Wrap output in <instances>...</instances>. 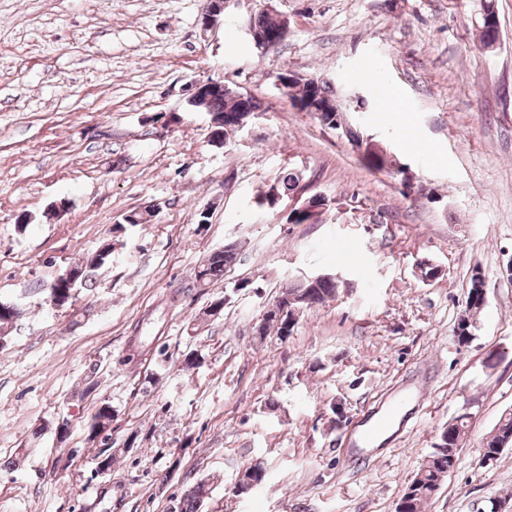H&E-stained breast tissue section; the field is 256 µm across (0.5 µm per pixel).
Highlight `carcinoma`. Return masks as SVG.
<instances>
[{
  "label": "carcinoma",
  "mask_w": 512,
  "mask_h": 512,
  "mask_svg": "<svg viewBox=\"0 0 512 512\" xmlns=\"http://www.w3.org/2000/svg\"><path fill=\"white\" fill-rule=\"evenodd\" d=\"M483 33L482 45L492 46L497 39L498 22L495 11L486 7L480 18ZM284 26V20L270 14H260L253 21L256 31L269 36L278 34ZM288 96L292 100L305 103L310 114L316 116L319 122L329 129L342 128L339 115V106L333 91L327 87L319 91L315 89L308 79H300L290 85ZM189 107L195 111L205 112L209 116L208 141L214 145L224 144L230 134L239 130V124L247 123L258 112L266 111L264 104L249 96L244 100L235 97L230 91L224 89L223 82L211 86L209 91L199 99L187 100ZM345 136L355 148L361 163L371 172L391 171V152L388 148L379 147L363 142L362 138L352 130H346ZM303 173L290 169L281 173L272 187L276 189L278 200L291 198L305 189L302 185ZM152 215L149 209L132 211L124 218V222L112 225V232L124 230V225L141 226L146 228L151 224ZM112 256V237L108 236L100 242L96 250L88 255L81 264L71 268L74 274L73 283H61V277L53 279L45 288L48 297L57 301L63 307L73 298L77 288L93 287V272L109 265ZM238 257V248L235 244H227L221 249L210 253L208 257L195 269L194 279L201 288H208L224 279V271L235 263ZM347 286V283L334 278H321L315 281L298 280L281 290L276 298L277 311L265 316L254 326V334L259 342L274 336L285 342L294 331L297 324V314L307 308L323 305L336 299L338 290ZM484 293V277L481 274H472L466 304L474 312L482 307ZM21 317L18 306L0 302V344L7 343V330ZM112 406L101 404L91 417L89 425V438L100 441L107 448H112ZM496 433L485 441L481 448V457L484 461L496 459L503 451L504 443L512 444V413L503 416L495 426ZM448 440L444 443H435L426 461L419 467L416 474L406 485L405 491L398 503L395 512H424L428 501L432 499L448 473L454 469L457 462V444L462 440L459 428L448 425L445 428ZM210 486L207 481L200 480L189 486L181 496L178 512H198L200 503L209 496Z\"/></svg>",
  "instance_id": "obj_1"
}]
</instances>
